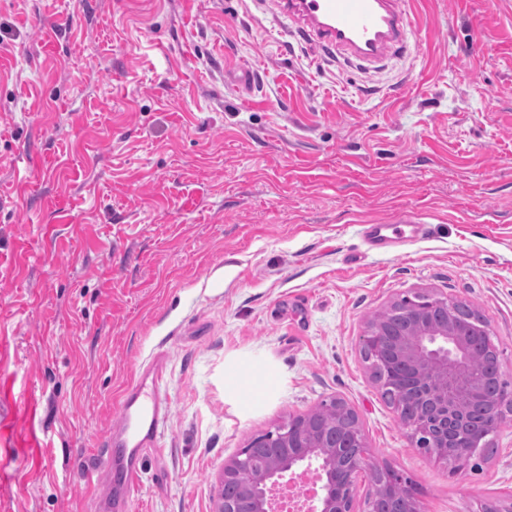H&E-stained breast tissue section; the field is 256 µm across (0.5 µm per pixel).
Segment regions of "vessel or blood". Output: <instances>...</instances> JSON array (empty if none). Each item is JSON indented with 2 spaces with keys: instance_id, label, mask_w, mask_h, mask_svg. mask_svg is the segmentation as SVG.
<instances>
[{
  "instance_id": "1",
  "label": "vessel or blood",
  "mask_w": 512,
  "mask_h": 512,
  "mask_svg": "<svg viewBox=\"0 0 512 512\" xmlns=\"http://www.w3.org/2000/svg\"><path fill=\"white\" fill-rule=\"evenodd\" d=\"M290 29L312 40L330 56L377 65L405 47L412 33L413 12L404 0H277ZM163 374L153 370L147 380L132 384L121 399V421L108 431L85 477L105 474L119 488L122 503L139 491L144 446H157L169 419L161 393Z\"/></svg>"
}]
</instances>
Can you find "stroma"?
Segmentation results:
<instances>
[{"label":"stroma","instance_id":"35a3bbf8","mask_svg":"<svg viewBox=\"0 0 512 512\" xmlns=\"http://www.w3.org/2000/svg\"><path fill=\"white\" fill-rule=\"evenodd\" d=\"M364 69L272 0H0V512H90L124 391L170 405L128 512H215L225 461L338 397L424 512L512 495V415L453 471L414 448L359 338L430 291L512 382V0H416ZM424 224L396 249L371 224Z\"/></svg>","mask_w":512,"mask_h":512}]
</instances>
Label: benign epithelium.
Returning <instances> with one entry per match:
<instances>
[{
  "label": "benign epithelium",
  "instance_id": "obj_1",
  "mask_svg": "<svg viewBox=\"0 0 512 512\" xmlns=\"http://www.w3.org/2000/svg\"><path fill=\"white\" fill-rule=\"evenodd\" d=\"M407 301L411 306L398 310L400 322H368L361 351L379 386H384V366L402 372L399 388L390 395L393 405L406 402L415 409L402 421L414 447L444 463L465 462L497 432L512 408V395L490 385L477 369L474 348L455 320L464 303L431 292H416ZM325 409L336 417L332 428L321 423ZM314 462L321 486L311 512H355L357 477L369 462L358 413L341 398L254 437L225 463L215 512H273L275 486L287 473ZM400 489L411 503L408 512H423L409 478L390 469L379 471V480L363 488L360 512H400L393 505Z\"/></svg>",
  "mask_w": 512,
  "mask_h": 512
}]
</instances>
